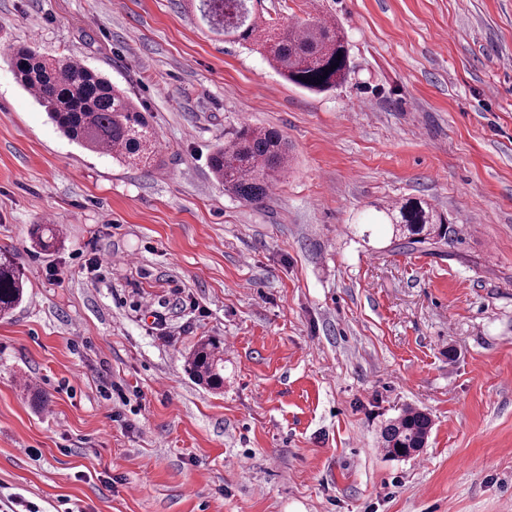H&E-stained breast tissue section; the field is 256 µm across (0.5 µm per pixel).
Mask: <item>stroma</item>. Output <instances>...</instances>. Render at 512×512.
I'll use <instances>...</instances> for the list:
<instances>
[{
  "label": "stroma",
  "mask_w": 512,
  "mask_h": 512,
  "mask_svg": "<svg viewBox=\"0 0 512 512\" xmlns=\"http://www.w3.org/2000/svg\"><path fill=\"white\" fill-rule=\"evenodd\" d=\"M256 11L335 22L348 80L287 82L190 0H0V47L102 73L158 153L72 143L0 58V248L26 277L0 319V512H512V0ZM243 124L288 139L259 205L208 167ZM408 200L452 241L405 248L381 210ZM210 336L220 391L184 369ZM410 407L432 432L396 458L381 432Z\"/></svg>",
  "instance_id": "stroma-1"
}]
</instances>
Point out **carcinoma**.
I'll use <instances>...</instances> for the list:
<instances>
[{
  "label": "carcinoma",
  "instance_id": "carcinoma-1",
  "mask_svg": "<svg viewBox=\"0 0 512 512\" xmlns=\"http://www.w3.org/2000/svg\"><path fill=\"white\" fill-rule=\"evenodd\" d=\"M251 0H200L201 19L234 41L256 45L269 64L287 81L313 92L344 83L352 71L349 50L336 24L304 19L285 28L253 14ZM7 60L17 81L31 91L51 122L70 141L121 162L148 164L156 153L155 133L134 99L83 63L67 58L49 60L38 51L8 48ZM209 166L224 191L249 204H260L288 169V146L270 128L236 129L209 156ZM394 231L409 244L448 242L455 233L428 205L407 201L384 211ZM34 246L47 250L58 240L56 230L38 224L31 232ZM25 281L15 253L0 248V316L20 305ZM185 369L211 389L224 386V358L210 340L197 344ZM432 420L413 409L403 411L382 432L384 447L396 457H409L427 443Z\"/></svg>",
  "mask_w": 512,
  "mask_h": 512
}]
</instances>
